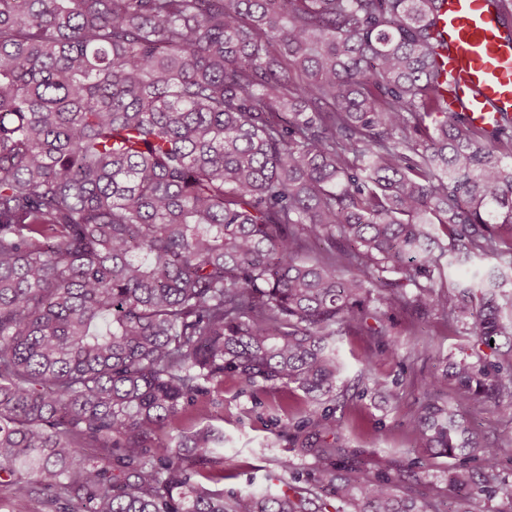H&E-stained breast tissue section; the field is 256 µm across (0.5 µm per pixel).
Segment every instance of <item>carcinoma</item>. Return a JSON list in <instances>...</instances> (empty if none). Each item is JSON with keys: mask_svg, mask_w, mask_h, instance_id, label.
<instances>
[{"mask_svg": "<svg viewBox=\"0 0 512 512\" xmlns=\"http://www.w3.org/2000/svg\"><path fill=\"white\" fill-rule=\"evenodd\" d=\"M434 0H0V485L74 512H512V125L448 120ZM448 246L435 250L439 233ZM507 269L484 270L488 259ZM472 276L446 285L444 269ZM436 316L474 362L426 385L441 500L340 445L224 496L222 436L165 428L221 392L336 400L340 339ZM490 353H485L484 349ZM454 380V406L437 396ZM469 425L486 442L512 438V424L499 418L498 404L491 400H480L474 406L462 410Z\"/></svg>", "mask_w": 512, "mask_h": 512, "instance_id": "obj_1", "label": "carcinoma"}]
</instances>
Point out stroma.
<instances>
[{
  "label": "stroma",
  "instance_id": "35a3bbf8",
  "mask_svg": "<svg viewBox=\"0 0 512 512\" xmlns=\"http://www.w3.org/2000/svg\"><path fill=\"white\" fill-rule=\"evenodd\" d=\"M428 345L414 356L412 336ZM375 353V383L359 377V356L365 348ZM345 370L338 385L336 414L344 421L342 443L349 453L369 464L388 455L416 462L422 479L441 481L454 461L431 455L417 447L413 428L423 403V386L445 362H457L469 352L466 337L449 331L442 320L421 318L409 322L395 316L391 333L367 339L346 336L340 343ZM214 426L224 431L225 491L245 493L259 488H277L292 474H307L312 456L288 445L280 435V422H299L311 417L313 408L302 392L288 386L242 392L233 378H225L224 391L211 408ZM464 416L484 441L512 438V424L499 418V407L491 400L467 407ZM288 458L290 470H282L278 459Z\"/></svg>",
  "mask_w": 512,
  "mask_h": 512
}]
</instances>
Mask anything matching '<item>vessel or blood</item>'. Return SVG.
Returning a JSON list of instances; mask_svg holds the SVG:
<instances>
[{
  "instance_id": "b4317fda",
  "label": "vessel or blood",
  "mask_w": 512,
  "mask_h": 512,
  "mask_svg": "<svg viewBox=\"0 0 512 512\" xmlns=\"http://www.w3.org/2000/svg\"><path fill=\"white\" fill-rule=\"evenodd\" d=\"M452 111L493 129L512 116V32L504 0H436Z\"/></svg>"
}]
</instances>
